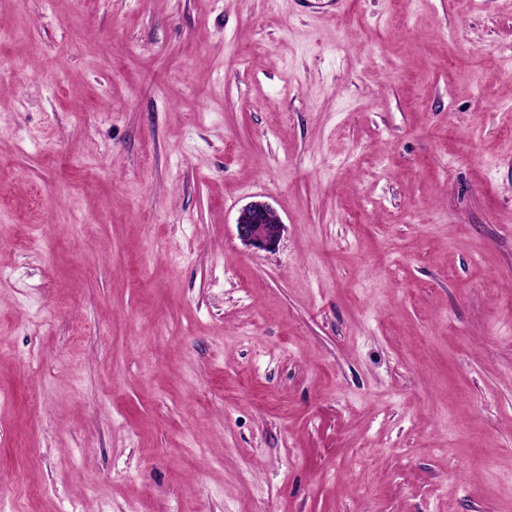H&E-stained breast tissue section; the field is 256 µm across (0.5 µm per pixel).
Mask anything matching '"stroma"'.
I'll return each instance as SVG.
<instances>
[{"instance_id": "stroma-1", "label": "stroma", "mask_w": 512, "mask_h": 512, "mask_svg": "<svg viewBox=\"0 0 512 512\" xmlns=\"http://www.w3.org/2000/svg\"><path fill=\"white\" fill-rule=\"evenodd\" d=\"M0 30V512H512V0ZM236 226L241 241L258 251L275 250L283 231V224L275 210L262 201L242 208Z\"/></svg>"}]
</instances>
